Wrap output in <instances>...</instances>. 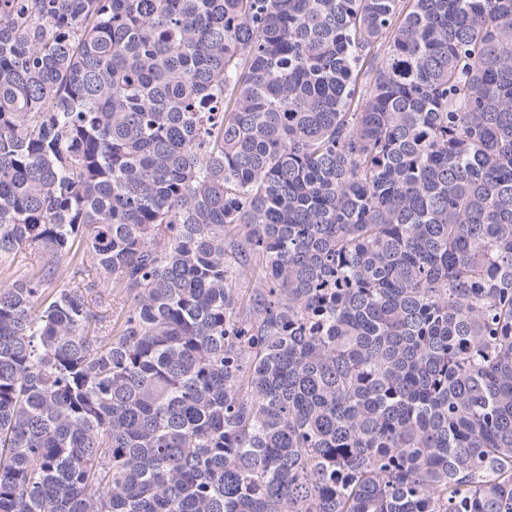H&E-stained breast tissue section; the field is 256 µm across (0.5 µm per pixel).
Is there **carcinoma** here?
I'll return each mask as SVG.
<instances>
[{"label":"carcinoma","instance_id":"1","mask_svg":"<svg viewBox=\"0 0 512 512\" xmlns=\"http://www.w3.org/2000/svg\"><path fill=\"white\" fill-rule=\"evenodd\" d=\"M0 512H512V0H0Z\"/></svg>","mask_w":512,"mask_h":512}]
</instances>
